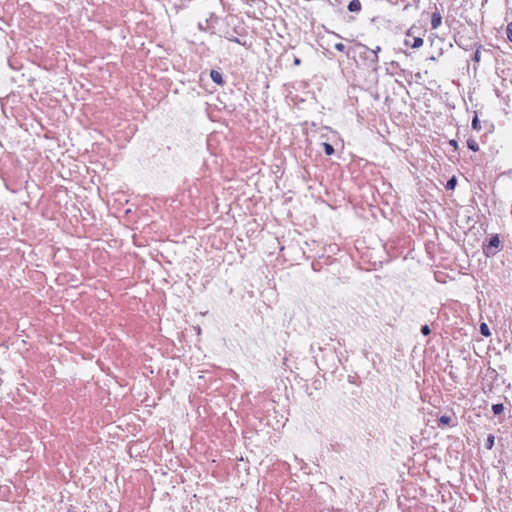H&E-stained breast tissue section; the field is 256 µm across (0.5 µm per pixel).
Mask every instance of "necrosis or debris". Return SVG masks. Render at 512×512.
I'll return each mask as SVG.
<instances>
[{"label":"necrosis or debris","mask_w":512,"mask_h":512,"mask_svg":"<svg viewBox=\"0 0 512 512\" xmlns=\"http://www.w3.org/2000/svg\"><path fill=\"white\" fill-rule=\"evenodd\" d=\"M0 512H512V0H0Z\"/></svg>","instance_id":"obj_1"}]
</instances>
